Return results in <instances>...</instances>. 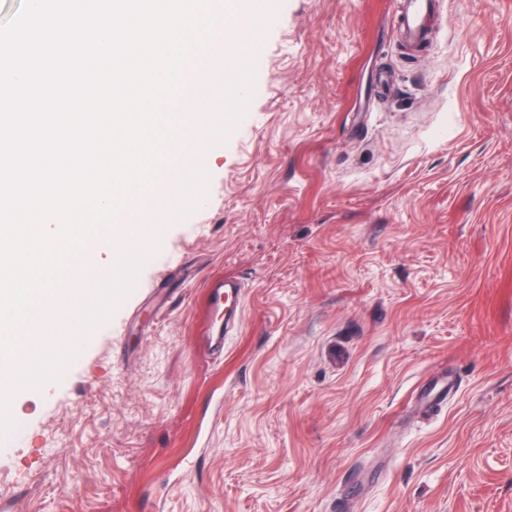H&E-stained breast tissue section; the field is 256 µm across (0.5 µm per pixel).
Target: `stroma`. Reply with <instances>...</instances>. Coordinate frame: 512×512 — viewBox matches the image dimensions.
<instances>
[{"label":"stroma","instance_id":"35a3bbf8","mask_svg":"<svg viewBox=\"0 0 512 512\" xmlns=\"http://www.w3.org/2000/svg\"><path fill=\"white\" fill-rule=\"evenodd\" d=\"M396 16L238 15L248 113L63 380L0 403V512H512V0H443L416 53ZM227 276L247 294L211 347Z\"/></svg>","mask_w":512,"mask_h":512}]
</instances>
